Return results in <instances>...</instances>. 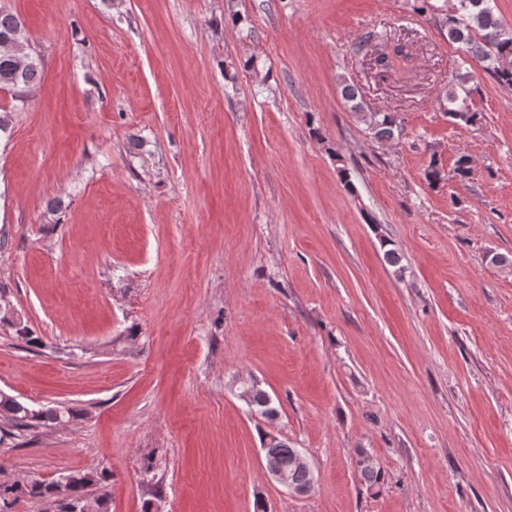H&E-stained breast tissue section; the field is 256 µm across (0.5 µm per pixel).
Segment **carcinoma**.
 Instances as JSON below:
<instances>
[{
	"instance_id": "cac0c4a2",
	"label": "carcinoma",
	"mask_w": 512,
	"mask_h": 512,
	"mask_svg": "<svg viewBox=\"0 0 512 512\" xmlns=\"http://www.w3.org/2000/svg\"><path fill=\"white\" fill-rule=\"evenodd\" d=\"M494 0H458V15L446 19L448 39L468 46L472 57L483 64L484 70L501 86L512 88V32L504 29L494 14ZM406 46L397 43L389 53L378 56L375 66L378 73L392 70L395 58L406 59ZM41 79V66L31 48L28 31L22 19L9 9L0 6V92L11 96L12 105L0 107V134L8 132L12 113L26 103V96ZM341 95L350 103L351 110L363 111L359 90L342 82ZM439 109L455 123L473 125L479 113L471 105V91L460 80L457 87L438 98ZM367 129L377 141H391L401 133L397 118L390 112H374L367 122ZM0 324L12 329L14 337L28 345L39 342L32 329L14 310L0 308ZM240 398L249 411L266 419L277 415L271 396L258 383L241 386ZM73 407L34 409L17 398L0 392V445L7 439L24 437V432L36 427H54L77 417ZM267 453L279 463L283 475L292 484L305 487L310 482L309 472L295 461L297 449L287 441L268 437ZM362 480L373 489L383 480L382 470L364 449L358 450L356 461ZM112 478L107 469L83 473H69L46 482L40 480L0 482V512H13L14 505L23 498L39 500L42 512H109L107 494L102 488ZM99 486L101 492L93 493L90 487Z\"/></svg>"
}]
</instances>
